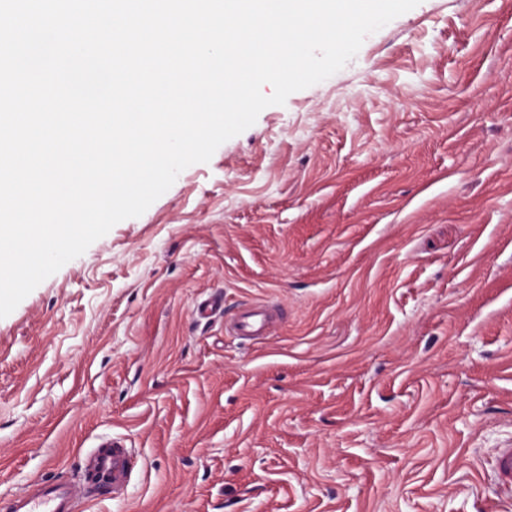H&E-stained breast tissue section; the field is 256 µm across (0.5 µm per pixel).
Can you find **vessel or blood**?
<instances>
[{"instance_id": "obj_1", "label": "vessel or blood", "mask_w": 512, "mask_h": 512, "mask_svg": "<svg viewBox=\"0 0 512 512\" xmlns=\"http://www.w3.org/2000/svg\"><path fill=\"white\" fill-rule=\"evenodd\" d=\"M268 317L263 306L250 308L237 322L236 328L250 336L266 329ZM134 459L123 439L102 438L83 455L76 477L37 483L34 489L13 498L8 512H84L94 500L93 480L111 483L113 491L127 488ZM495 489L512 494V448L498 449L495 456Z\"/></svg>"}]
</instances>
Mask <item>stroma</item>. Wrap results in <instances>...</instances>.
<instances>
[{"instance_id": "obj_1", "label": "stroma", "mask_w": 512, "mask_h": 512, "mask_svg": "<svg viewBox=\"0 0 512 512\" xmlns=\"http://www.w3.org/2000/svg\"><path fill=\"white\" fill-rule=\"evenodd\" d=\"M113 435L88 512H512V0H421L0 318V512ZM268 325L266 310L261 305L250 308L237 322L236 329L245 336L262 332ZM495 492L511 497L512 493V448H500L495 456Z\"/></svg>"}]
</instances>
